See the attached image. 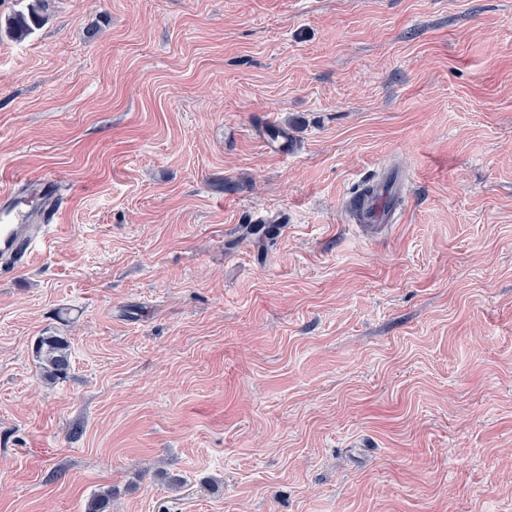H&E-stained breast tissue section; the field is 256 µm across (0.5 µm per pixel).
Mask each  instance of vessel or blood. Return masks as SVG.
Segmentation results:
<instances>
[{
  "label": "vessel or blood",
  "instance_id": "vessel-or-blood-1",
  "mask_svg": "<svg viewBox=\"0 0 512 512\" xmlns=\"http://www.w3.org/2000/svg\"><path fill=\"white\" fill-rule=\"evenodd\" d=\"M391 190L374 184L359 200L360 220L367 230L394 223L397 211ZM56 182L48 176H27L0 186V272L26 263L37 245L55 232Z\"/></svg>",
  "mask_w": 512,
  "mask_h": 512
}]
</instances>
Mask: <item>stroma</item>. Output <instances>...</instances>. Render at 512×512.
Instances as JSON below:
<instances>
[{
    "label": "stroma",
    "mask_w": 512,
    "mask_h": 512,
    "mask_svg": "<svg viewBox=\"0 0 512 512\" xmlns=\"http://www.w3.org/2000/svg\"><path fill=\"white\" fill-rule=\"evenodd\" d=\"M22 7L0 179L65 203L0 280V512H512V0ZM25 9L14 14L7 25L8 35L22 41L39 28L45 19V11L49 0H26ZM372 186L373 190L369 196L359 201L355 198L352 202V207L357 206L360 210L359 220L366 225L365 229L370 231L397 222V211L390 201L392 190H388L383 183H372ZM36 352L42 376L47 381L65 377L70 369L69 344L58 336H41Z\"/></svg>",
    "instance_id": "1"
}]
</instances>
